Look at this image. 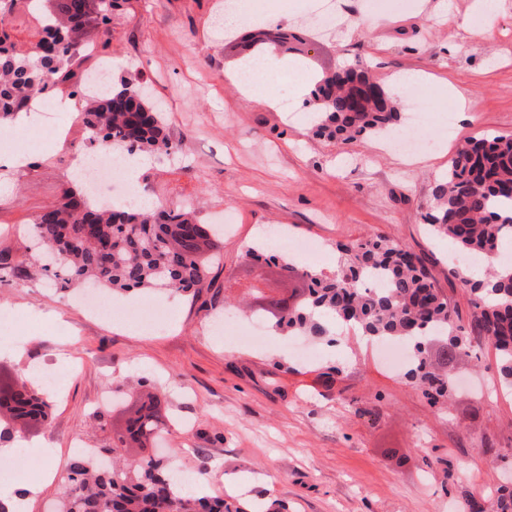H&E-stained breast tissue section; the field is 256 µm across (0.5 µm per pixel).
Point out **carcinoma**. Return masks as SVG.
Masks as SVG:
<instances>
[{
    "label": "carcinoma",
    "instance_id": "obj_1",
    "mask_svg": "<svg viewBox=\"0 0 512 512\" xmlns=\"http://www.w3.org/2000/svg\"><path fill=\"white\" fill-rule=\"evenodd\" d=\"M94 0H0V119L36 104L68 83L81 53L82 22ZM22 8L38 39L24 51L14 39V19ZM83 121L90 136L85 149L118 148L128 155L177 149L165 132L162 113L128 80L104 95L85 96ZM311 130L318 136L351 141L381 138L399 130L393 96L373 80L366 60L340 66L317 79L311 94ZM432 206L424 215L429 233L446 238L462 255L490 258L484 277L465 266L448 270L475 296L468 327L457 323L448 297L420 260L396 240L379 235L336 244L332 273L305 269L293 258H265L283 281L302 286L290 295L270 296L257 312L278 328L326 336V321L358 327L376 342H396L410 350V382L432 402L448 404L456 393L452 369L473 357V340L492 343L499 372L512 388V262L492 260L512 245V136L474 138L459 147L447 172L434 182ZM200 225L193 206L147 209L92 203L88 192L65 183L61 199L41 211L28 233L43 275L65 289L79 284L107 290L150 289L187 292L206 273L208 259L224 247V234H194ZM371 275L384 287L364 285ZM30 410L41 421L51 405L36 389L25 390ZM170 421L166 400L149 394L129 413L139 447ZM55 512H243L224 499L186 491L157 459L131 469L114 463L98 469L77 455Z\"/></svg>",
    "mask_w": 512,
    "mask_h": 512
}]
</instances>
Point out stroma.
Here are the masks:
<instances>
[{
    "instance_id": "obj_1",
    "label": "stroma",
    "mask_w": 512,
    "mask_h": 512,
    "mask_svg": "<svg viewBox=\"0 0 512 512\" xmlns=\"http://www.w3.org/2000/svg\"><path fill=\"white\" fill-rule=\"evenodd\" d=\"M313 2L270 0L259 20L229 38L224 0H119L109 25L92 22L83 31L94 52L61 94L68 111L53 115L62 139L35 125L24 142L27 166H0V252L13 267L0 277V314L11 320L0 331V376L21 385L30 365L48 359L76 367L59 391L45 393L51 420L24 434L59 451L57 477L27 512H52L75 442L111 445L139 401L142 376L174 415L155 453L197 494L234 500L243 512H266L275 501L288 512H468L470 500L488 502L498 486L512 484V391L492 346L478 349V369L459 366L460 387L442 411L378 363L363 337L337 352L325 338L308 337L317 356L303 360L293 354L296 337L285 333L269 331V345L255 349L213 329L238 306L224 286L248 278L245 246L276 226L318 242L325 272L336 264L337 243L391 236L424 259L460 325L473 310L471 296L447 278L455 247L431 237L423 216L431 186L461 141L512 135V0H501L491 16L475 11L473 0H447L449 21L436 12L440 0H400L386 10L369 0H332L345 28L356 31L350 38L345 29L324 30ZM459 18L469 20V30L457 28ZM278 26L293 37L287 48L267 52L269 62L298 63L317 75L365 58L406 117L407 91L392 79L416 71L427 115L418 133L428 149L407 154L375 138H317L293 81L271 89L294 102L292 112L229 84L244 36ZM104 55L113 81L143 83L163 103L166 132L181 147L174 159L147 157L134 188L173 206L195 201L207 223L234 219L195 294L152 292L169 312L164 332L143 325L127 331L139 291L103 294L114 317L90 316L79 290H55L29 250L30 224L58 200L73 148L89 136L72 91ZM20 337L22 353H10ZM332 365L342 375L329 387L320 374Z\"/></svg>"
}]
</instances>
